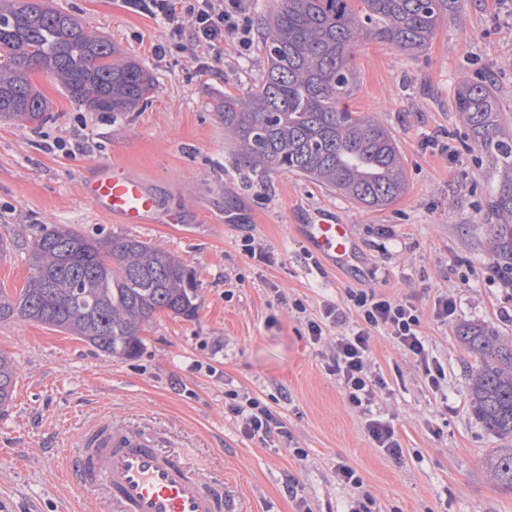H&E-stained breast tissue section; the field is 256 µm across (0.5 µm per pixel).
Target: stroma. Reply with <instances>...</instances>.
I'll return each instance as SVG.
<instances>
[{
  "mask_svg": "<svg viewBox=\"0 0 512 512\" xmlns=\"http://www.w3.org/2000/svg\"><path fill=\"white\" fill-rule=\"evenodd\" d=\"M47 3L137 61L156 89L134 110L94 112L52 75L31 73L51 119L41 126L0 121V242L9 247L0 288L18 294L30 274L25 243L43 226L64 225L177 255L196 273L198 310L191 319L155 314L140 353L123 359L49 325L0 323V352L18 368L13 399L0 407V507L81 512L85 496L58 480L55 450L109 414L173 435L196 468L223 469L243 512H349L353 500L334 473L341 461L363 477L372 512H512V492L484 468L508 442L473 415L472 358L457 340L464 324L512 340V290L491 271L487 233V200L500 188V173L452 108L461 82L486 79L512 130V0H464L419 52L375 41L355 48L358 87L347 104L388 128L407 176L403 195L380 210L299 175L261 176L238 165L224 130V97H247L264 77L260 37L270 0L250 2V50L225 41L205 76L196 73L192 49L155 56L165 24L125 0ZM98 161L140 176L164 208L180 212L181 223L117 224L98 213L81 192ZM319 210L350 225L365 279L313 265L292 227ZM246 237L270 262L244 254ZM358 286L413 302L447 372L443 401L389 336H375L371 364L386 382L376 410L395 420L398 461L374 448L325 369L336 329L315 344L304 323ZM443 292L457 303L445 325L432 319ZM297 299L305 314L292 309ZM228 390L263 399L286 393L275 409L287 436L270 445L244 437L224 408ZM299 448L304 457L296 456ZM290 477L298 482L294 497L285 489Z\"/></svg>",
  "mask_w": 512,
  "mask_h": 512,
  "instance_id": "stroma-1",
  "label": "stroma"
}]
</instances>
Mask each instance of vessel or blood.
I'll use <instances>...</instances> for the list:
<instances>
[{"mask_svg": "<svg viewBox=\"0 0 512 512\" xmlns=\"http://www.w3.org/2000/svg\"><path fill=\"white\" fill-rule=\"evenodd\" d=\"M84 197L121 224H169L156 195L125 167L98 165ZM307 252L334 269L358 266L349 225L327 213L297 225ZM62 478L96 501L95 512H238L223 473L193 467L169 435L111 419L81 431L61 451Z\"/></svg>", "mask_w": 512, "mask_h": 512, "instance_id": "b4317fda", "label": "vessel or blood"}]
</instances>
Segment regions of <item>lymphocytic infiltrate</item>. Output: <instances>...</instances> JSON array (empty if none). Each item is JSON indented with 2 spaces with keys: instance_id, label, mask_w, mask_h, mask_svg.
Segmentation results:
<instances>
[{
  "instance_id": "1",
  "label": "lymphocytic infiltrate",
  "mask_w": 512,
  "mask_h": 512,
  "mask_svg": "<svg viewBox=\"0 0 512 512\" xmlns=\"http://www.w3.org/2000/svg\"><path fill=\"white\" fill-rule=\"evenodd\" d=\"M128 5L166 21L168 36L155 45L156 56L193 44L199 50V70L204 74L209 71L210 61L220 58L225 40H237L245 48L251 42L249 0H128ZM346 298V304L324 303L319 316L306 318L308 336L320 341L325 328L345 323L348 313H355L354 326L337 338L336 351L326 369L341 382L348 403L365 415V430L374 447L398 460L403 450L394 423L372 411L386 387L384 379L370 367L375 333L386 332L403 348L434 393H442L447 373L424 343L421 314L415 305L363 288L347 290ZM224 405L239 420L247 438L268 443L273 436L287 433L278 412L260 398L230 390L224 394Z\"/></svg>"
}]
</instances>
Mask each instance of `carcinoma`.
Segmentation results:
<instances>
[{"label":"carcinoma","instance_id":"obj_1","mask_svg":"<svg viewBox=\"0 0 512 512\" xmlns=\"http://www.w3.org/2000/svg\"><path fill=\"white\" fill-rule=\"evenodd\" d=\"M462 0H272L263 32L265 79L246 99L224 96V128L254 172L302 175L354 203L383 208L404 191L406 173L395 138L373 116L354 112L353 51L378 41L415 52L433 40ZM55 76L75 100L98 112L130 111L154 90L149 73L116 55L77 17L44 0L0 5V118L41 125L46 101L29 75ZM471 140L504 171L489 210L493 273L512 287V134L504 131L492 86L462 83L453 101ZM30 276L14 297L0 289V322L34 321L61 329L114 358L141 350L142 326L166 311L197 312L194 271L171 253L135 238H89L63 225L44 227L28 245ZM457 337L473 356L474 415L498 437L512 438V342L484 326ZM17 378L0 353V406ZM486 469L512 491V448L486 460Z\"/></svg>","mask_w":512,"mask_h":512}]
</instances>
